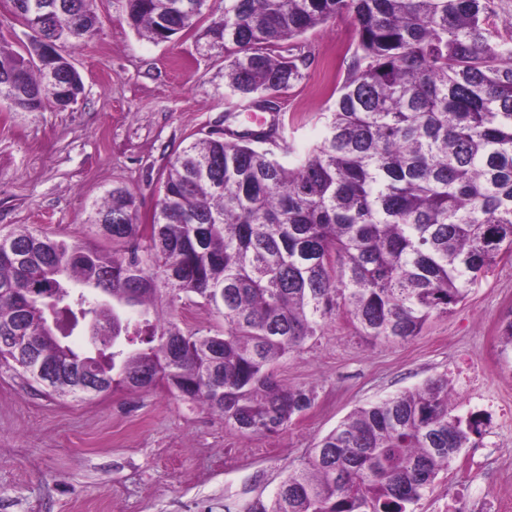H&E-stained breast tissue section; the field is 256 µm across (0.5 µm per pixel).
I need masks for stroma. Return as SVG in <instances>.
Segmentation results:
<instances>
[{
    "label": "stroma",
    "instance_id": "stroma-1",
    "mask_svg": "<svg viewBox=\"0 0 512 512\" xmlns=\"http://www.w3.org/2000/svg\"><path fill=\"white\" fill-rule=\"evenodd\" d=\"M98 31L66 54L84 92L63 111L0 108V229L25 224L112 252L88 215L107 190L128 189L149 223L166 168L192 140L271 115L239 106L224 87V56L195 36L153 42L127 22L125 0H93ZM355 40L350 16L301 40L312 62L279 96L296 144L320 139V113L342 80ZM512 255L470 288L450 315L406 343H368L344 314L273 366L282 383L314 388L305 414L274 435H244L159 386L75 402L0 367V512H247L270 498L313 444L353 409L447 374L472 373L459 414H480L483 435L462 449L415 505L512 498Z\"/></svg>",
    "mask_w": 512,
    "mask_h": 512
}]
</instances>
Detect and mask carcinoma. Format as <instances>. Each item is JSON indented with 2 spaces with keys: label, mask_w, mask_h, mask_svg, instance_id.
<instances>
[{
  "label": "carcinoma",
  "mask_w": 512,
  "mask_h": 512,
  "mask_svg": "<svg viewBox=\"0 0 512 512\" xmlns=\"http://www.w3.org/2000/svg\"><path fill=\"white\" fill-rule=\"evenodd\" d=\"M29 22L22 51L0 45V105L52 104L48 43L97 30L92 0H12ZM209 0H127L153 41L197 30ZM356 41L316 143L273 121L197 139L170 162L149 224L110 190L92 223L130 243L120 256L23 226L0 234V366L50 394L89 400L159 384L242 434L275 433L316 392L272 366L342 312L359 335L407 342L449 314L512 253V35L495 0H224L203 31L224 53L239 101L287 90L310 55L290 41L339 15ZM57 81L83 91L62 53ZM168 311L160 313L159 303ZM200 303L224 332L183 331L176 304ZM97 328L99 357L59 341L51 322ZM73 372L46 381L39 364ZM448 375L354 409L269 500L247 512H414L471 436Z\"/></svg>",
  "instance_id": "1"
}]
</instances>
